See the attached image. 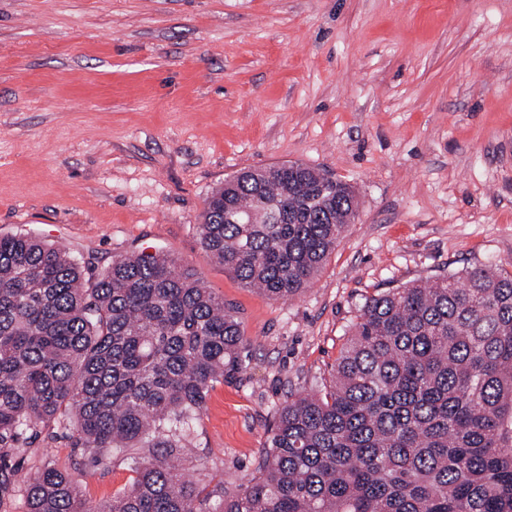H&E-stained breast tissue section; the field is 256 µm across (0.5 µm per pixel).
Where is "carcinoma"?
<instances>
[{"label":"carcinoma","instance_id":"obj_1","mask_svg":"<svg viewBox=\"0 0 512 512\" xmlns=\"http://www.w3.org/2000/svg\"><path fill=\"white\" fill-rule=\"evenodd\" d=\"M353 187L303 163L224 180L199 215L206 256L289 301L357 217ZM236 311L163 253L102 272L29 234L0 237V512H512V274L474 265L368 297L330 389L277 410L259 476L199 489L177 460L209 389L245 368ZM65 430L100 465L162 448L91 508L33 447Z\"/></svg>","mask_w":512,"mask_h":512}]
</instances>
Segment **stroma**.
<instances>
[{
  "instance_id": "obj_1",
  "label": "stroma",
  "mask_w": 512,
  "mask_h": 512,
  "mask_svg": "<svg viewBox=\"0 0 512 512\" xmlns=\"http://www.w3.org/2000/svg\"><path fill=\"white\" fill-rule=\"evenodd\" d=\"M287 162L351 184L359 212L282 302L206 257L196 224L226 177ZM27 232L99 268L168 252L235 308L247 365L181 462L232 493L288 396L330 380L365 297L512 273V0H0V236ZM36 445L94 506L145 454Z\"/></svg>"
}]
</instances>
